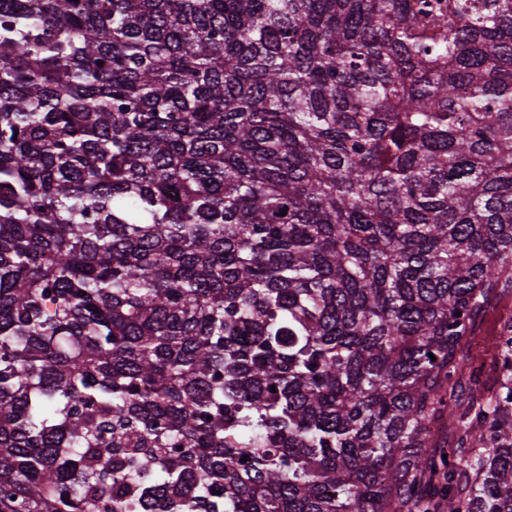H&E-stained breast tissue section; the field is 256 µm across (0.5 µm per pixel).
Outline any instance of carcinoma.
<instances>
[{
    "mask_svg": "<svg viewBox=\"0 0 512 512\" xmlns=\"http://www.w3.org/2000/svg\"><path fill=\"white\" fill-rule=\"evenodd\" d=\"M499 288L512 0H0V512H512ZM510 315H512V293H501L493 297L486 313L476 320L474 335L457 355L465 377H468L474 368L482 366L481 380L485 386L491 388L496 384V376L491 369V357L487 349L498 336L500 322Z\"/></svg>",
    "mask_w": 512,
    "mask_h": 512,
    "instance_id": "1",
    "label": "carcinoma"
}]
</instances>
